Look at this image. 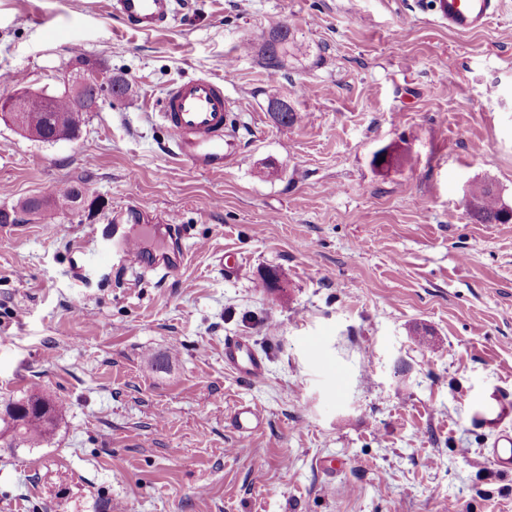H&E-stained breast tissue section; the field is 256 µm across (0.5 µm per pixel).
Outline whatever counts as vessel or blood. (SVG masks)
I'll return each mask as SVG.
<instances>
[{"instance_id": "vessel-or-blood-1", "label": "vessel or blood", "mask_w": 512, "mask_h": 512, "mask_svg": "<svg viewBox=\"0 0 512 512\" xmlns=\"http://www.w3.org/2000/svg\"><path fill=\"white\" fill-rule=\"evenodd\" d=\"M173 0H112V10L127 26L138 32L164 27L172 13ZM435 9L450 30L468 33L483 28L500 9V0H435ZM159 117L170 135L175 153L192 168L210 173L224 170L229 143L226 139L231 112L224 98L221 79L201 75L172 82L162 100ZM125 254L146 271L169 272L174 268L165 256L147 257L137 238L120 236ZM224 362L250 379L264 374L262 359L240 338L224 340ZM512 418V396L500 394L472 405V421L488 429L492 444L485 457L500 473L512 471V430L505 422ZM231 422L240 441H247L264 424L261 410L250 403H238Z\"/></svg>"}]
</instances>
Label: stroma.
<instances>
[{
	"label": "stroma",
	"instance_id": "stroma-1",
	"mask_svg": "<svg viewBox=\"0 0 512 512\" xmlns=\"http://www.w3.org/2000/svg\"><path fill=\"white\" fill-rule=\"evenodd\" d=\"M174 5L144 33L108 0H0V96L80 57L129 86L74 140L0 122V412L32 387L63 405L42 447L0 440V512H512L469 421L512 394V223L466 207L483 183L512 204V0L469 33L416 0ZM201 74L235 117L220 173L177 160L158 118ZM75 184L86 203L51 222L19 209ZM172 220L165 278L100 238L114 221L164 251ZM228 336L261 379L225 365ZM240 401L265 417L244 448ZM224 363L249 379H258L264 374L262 359L247 341L240 338L224 339Z\"/></svg>",
	"mask_w": 512,
	"mask_h": 512
}]
</instances>
